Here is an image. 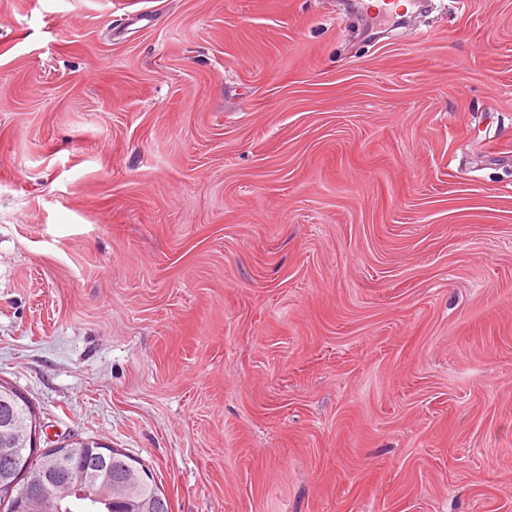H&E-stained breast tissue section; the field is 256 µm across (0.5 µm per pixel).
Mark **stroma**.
<instances>
[{
  "label": "stroma",
  "instance_id": "1",
  "mask_svg": "<svg viewBox=\"0 0 512 512\" xmlns=\"http://www.w3.org/2000/svg\"><path fill=\"white\" fill-rule=\"evenodd\" d=\"M0 380L171 512H512V0H0Z\"/></svg>",
  "mask_w": 512,
  "mask_h": 512
}]
</instances>
